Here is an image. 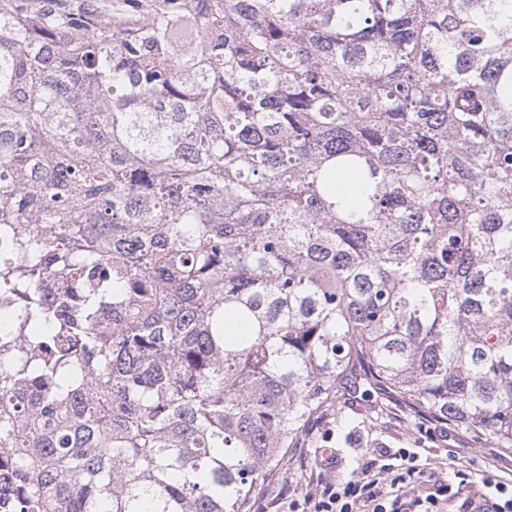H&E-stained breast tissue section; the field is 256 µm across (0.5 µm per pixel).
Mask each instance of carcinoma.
Segmentation results:
<instances>
[{"label":"carcinoma","mask_w":512,"mask_h":512,"mask_svg":"<svg viewBox=\"0 0 512 512\" xmlns=\"http://www.w3.org/2000/svg\"><path fill=\"white\" fill-rule=\"evenodd\" d=\"M0 231V512H246L361 388L512 450V0H0Z\"/></svg>","instance_id":"1"}]
</instances>
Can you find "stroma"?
<instances>
[{
	"mask_svg": "<svg viewBox=\"0 0 512 512\" xmlns=\"http://www.w3.org/2000/svg\"><path fill=\"white\" fill-rule=\"evenodd\" d=\"M417 417L400 398L389 396L376 407L372 396L356 393L343 397L309 425L293 460L264 483L255 497V512H275L284 487L303 492L314 489L318 477L344 482L359 472L363 462L381 449L404 448L431 481H450L453 459L466 466L475 489L484 483L512 476V452L503 454L490 445H477L462 432L423 434Z\"/></svg>",
	"mask_w": 512,
	"mask_h": 512,
	"instance_id": "1",
	"label": "stroma"
}]
</instances>
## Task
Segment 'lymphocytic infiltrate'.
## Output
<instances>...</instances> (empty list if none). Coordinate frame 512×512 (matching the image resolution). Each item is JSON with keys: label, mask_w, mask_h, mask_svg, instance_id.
<instances>
[{"label": "lymphocytic infiltrate", "mask_w": 512, "mask_h": 512, "mask_svg": "<svg viewBox=\"0 0 512 512\" xmlns=\"http://www.w3.org/2000/svg\"><path fill=\"white\" fill-rule=\"evenodd\" d=\"M397 456V467L378 470L369 460L357 478L338 485L322 481L302 495L288 493V512H422L423 506L437 499L461 498V487L469 483L468 473L461 468L456 472L457 483L434 485L424 497L409 495V488L422 478L421 470L408 450L398 451ZM461 500L463 512H512V479Z\"/></svg>", "instance_id": "lymphocytic-infiltrate-1"}]
</instances>
